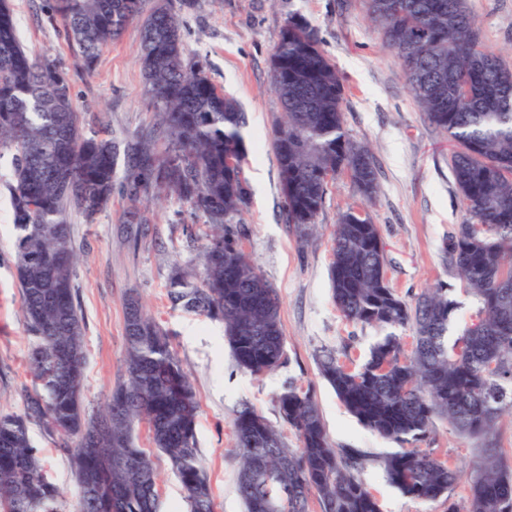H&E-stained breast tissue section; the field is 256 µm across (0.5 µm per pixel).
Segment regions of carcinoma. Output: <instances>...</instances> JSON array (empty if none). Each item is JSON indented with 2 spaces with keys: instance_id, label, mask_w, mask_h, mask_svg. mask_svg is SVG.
I'll return each mask as SVG.
<instances>
[{
  "instance_id": "cac0c4a2",
  "label": "carcinoma",
  "mask_w": 512,
  "mask_h": 512,
  "mask_svg": "<svg viewBox=\"0 0 512 512\" xmlns=\"http://www.w3.org/2000/svg\"><path fill=\"white\" fill-rule=\"evenodd\" d=\"M47 0L73 55L88 71L126 26L141 21L139 61L167 158L135 154L125 195L142 202L152 185L207 218L202 272L177 266L168 296L175 305L224 323L237 365L255 376L283 363L279 297L228 229L249 200L239 164L247 155L245 117L219 92L186 49L172 0ZM429 121L457 144L449 166L469 219L448 236V267L480 303L481 329L453 345L451 289L414 301L389 286L378 228L351 209L332 235V299L345 320L387 334L366 360L350 367L335 353L316 355L321 377L364 426L404 448L374 457L330 443L320 406L290 385L276 399L279 424L248 405L233 422L237 492L246 512H380L360 473L377 464L403 495L434 501L467 479L466 505L448 512H512V465L497 450L496 421L512 410V66L482 45L467 0H367ZM271 57L288 73L311 74L315 103L297 98V83L271 79L282 121L276 155L285 221L305 238L316 228L327 186L347 169L359 191H376L371 152L345 130L344 86L316 31L291 17ZM12 155L8 192L22 316L32 334L34 391L20 414L0 415V512H61L59 488L46 476L30 426L75 439L69 455L78 512H158V474L137 444L136 426L178 478L190 512H215L196 444L199 402L168 333L132 297L126 304L125 378L103 409L87 417L82 400L86 324L75 298L76 259L69 216L92 222L112 199V139L86 132L68 73L37 61L21 42L9 0H0V153ZM397 329L414 333L405 352ZM445 418L479 442L470 472L418 447L433 420ZM299 447L290 448L282 427Z\"/></svg>"
}]
</instances>
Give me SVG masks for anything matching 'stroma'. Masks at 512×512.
<instances>
[{"label": "stroma", "mask_w": 512, "mask_h": 512, "mask_svg": "<svg viewBox=\"0 0 512 512\" xmlns=\"http://www.w3.org/2000/svg\"><path fill=\"white\" fill-rule=\"evenodd\" d=\"M24 45L56 61L69 74L85 126L110 137L117 160L110 203L94 222L73 213L72 246L78 256L77 302L86 321L84 401L96 412L125 376V303L139 296L149 315L171 335L173 351L189 373L199 401L196 440L216 512H244L236 491L233 419L250 405L276 420V397L287 385L317 399L329 440L337 448L374 455L395 450L392 440L360 424L320 376L315 354L350 350L362 362L381 336L379 328L347 322L329 290L331 238L340 214H368L383 243L386 278L405 300L429 288L448 286L457 308L449 339L476 318L477 303L455 278L445 249L448 236L467 219L449 169L453 141L415 104L402 65L368 17L364 0H178L176 10L189 52L199 55L211 81L244 112L247 155L241 177L250 201L233 227L244 252L276 289L286 339V358L274 372L255 377L234 362L223 324L173 305L168 279L174 265L195 266L208 232L203 215L176 197L150 198L138 216L122 191L133 145L150 138L156 160L166 145L144 95L139 63V23L101 52L93 72L82 70L61 22L50 20L45 0H10ZM487 49L512 64V0H468ZM312 26L345 87V129L370 147L378 168L377 191L366 199L341 174L328 185L317 234L299 238L285 222L279 169L270 138L281 115L270 87V60L288 17ZM15 237L9 196L0 192V414L23 412L33 390L27 368L31 335L21 314L14 265ZM47 477L63 493V512H74L75 479L63 441L42 427L30 428ZM436 457L470 471L480 460L474 439L446 420H434L425 442ZM381 512H448L449 502L469 494L460 482L451 498L423 502L403 496L377 466L361 474Z\"/></svg>", "instance_id": "stroma-1"}]
</instances>
